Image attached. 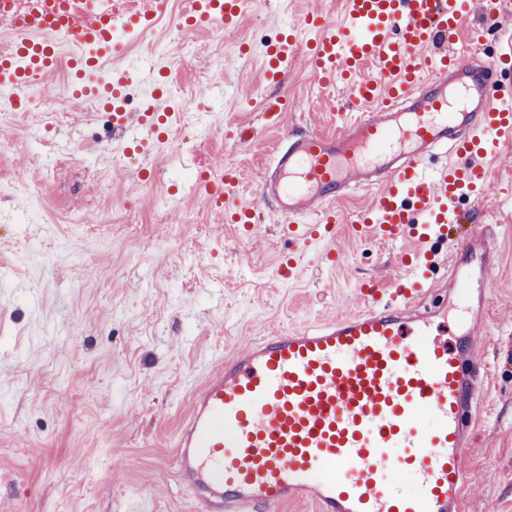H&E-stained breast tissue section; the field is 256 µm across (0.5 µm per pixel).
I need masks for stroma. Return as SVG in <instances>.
I'll return each instance as SVG.
<instances>
[{
    "label": "stroma",
    "mask_w": 512,
    "mask_h": 512,
    "mask_svg": "<svg viewBox=\"0 0 512 512\" xmlns=\"http://www.w3.org/2000/svg\"><path fill=\"white\" fill-rule=\"evenodd\" d=\"M186 2L172 0L124 58L139 86L153 81L142 63L170 70L181 150L154 141L130 157L116 137L94 142L85 99L62 114L37 99L0 112L10 149L0 163V512H197L169 463L193 388L224 355L358 312L360 283L397 275L406 242L360 243L342 227L330 243L303 245L281 233L260 193L279 141L334 131L349 102L343 85L318 86L300 61L266 80V43L311 11L340 21L344 0H247L236 30L218 41L196 29L185 53ZM284 94L304 106L269 126L265 103ZM219 165L240 175L251 233L192 196L199 170ZM489 175L490 197L461 202L498 249L472 337L489 377L464 512H512V148ZM21 182L37 194L23 214L10 195ZM162 193L165 208L155 204ZM186 211L195 223H182ZM328 248L336 265L320 259ZM289 252L301 256L291 278L279 273Z\"/></svg>",
    "instance_id": "35a3bbf8"
}]
</instances>
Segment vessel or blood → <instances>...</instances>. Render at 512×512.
<instances>
[{
  "label": "vessel or blood",
  "mask_w": 512,
  "mask_h": 512,
  "mask_svg": "<svg viewBox=\"0 0 512 512\" xmlns=\"http://www.w3.org/2000/svg\"><path fill=\"white\" fill-rule=\"evenodd\" d=\"M91 0H32L17 16L0 0L13 36L0 46V88L13 91L68 65L111 89L114 129L124 128L129 81L113 34L141 39L169 10L146 0L134 10ZM246 0H191L196 26L233 29ZM497 20L503 0H345L344 23L320 12L303 26L307 66L318 85L345 81L352 112L335 133L312 129L277 146L262 179L283 231L302 241L333 239L336 205L373 191L349 227L360 242L412 241L391 287L369 282L362 311L263 336L218 363L193 394L176 429L172 467L199 512H279L293 501L316 512H462L465 453L486 370L472 355V321L491 298L497 249L483 225L464 233L444 282L432 277V247L462 223L461 199L489 189L486 163L512 145V95L495 68L512 52L476 64L435 53L455 44L475 7ZM295 36L267 50L269 70L295 58ZM438 166H428L434 156ZM241 179L225 171L194 192L229 224H247ZM468 305L453 339L438 335L448 309Z\"/></svg>",
  "instance_id": "1"
}]
</instances>
